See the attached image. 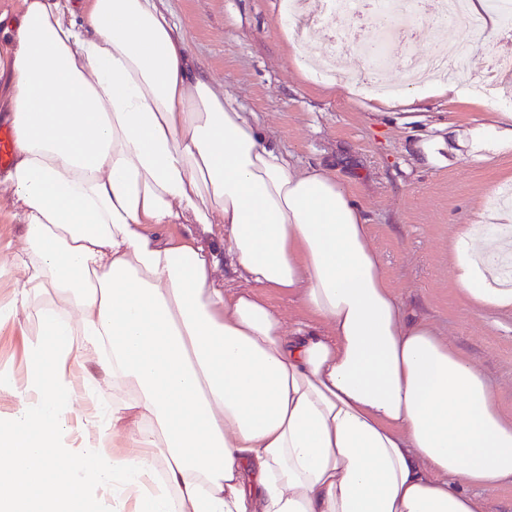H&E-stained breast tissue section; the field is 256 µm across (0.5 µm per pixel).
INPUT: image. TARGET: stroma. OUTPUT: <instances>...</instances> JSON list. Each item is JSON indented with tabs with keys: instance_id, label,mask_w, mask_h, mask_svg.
Returning <instances> with one entry per match:
<instances>
[{
	"instance_id": "stroma-1",
	"label": "stroma",
	"mask_w": 512,
	"mask_h": 512,
	"mask_svg": "<svg viewBox=\"0 0 512 512\" xmlns=\"http://www.w3.org/2000/svg\"><path fill=\"white\" fill-rule=\"evenodd\" d=\"M202 75L234 98L295 170L322 168L366 211L383 271L408 316L426 321L493 384L512 417V309L475 310L454 280L451 245L461 225L489 212L512 185V151L479 160L468 151L430 156L452 128L511 112L512 101L477 103L416 94L393 108L338 80L298 69L294 51L318 52L337 28L285 35L282 0H161Z\"/></svg>"
}]
</instances>
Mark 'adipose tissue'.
<instances>
[{"label": "adipose tissue", "mask_w": 512, "mask_h": 512, "mask_svg": "<svg viewBox=\"0 0 512 512\" xmlns=\"http://www.w3.org/2000/svg\"><path fill=\"white\" fill-rule=\"evenodd\" d=\"M0 34L15 137L0 193L26 243L0 248L18 282L0 325L38 323L26 381L0 364L16 400L0 512H125L131 496L136 512H485L477 490L512 484V418L487 377L408 318L350 190L291 169L159 0H91L80 18L21 0ZM463 137L512 149V113ZM173 224L200 231L175 240ZM511 248V224L456 237L473 307L512 309L487 261ZM266 288L309 320L285 328ZM107 386L119 398L67 445Z\"/></svg>", "instance_id": "1"}]
</instances>
